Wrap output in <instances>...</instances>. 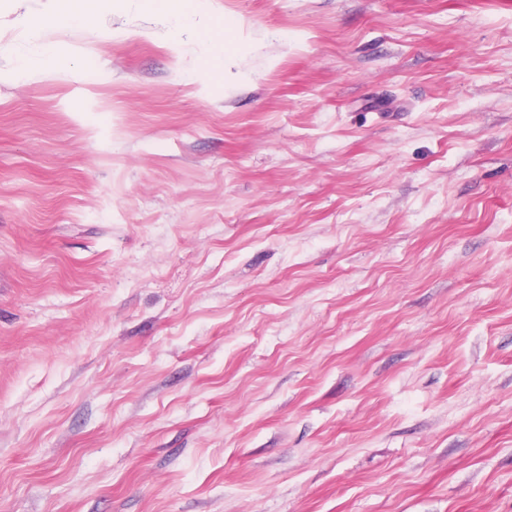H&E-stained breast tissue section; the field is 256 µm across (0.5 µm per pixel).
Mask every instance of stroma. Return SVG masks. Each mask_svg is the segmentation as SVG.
Instances as JSON below:
<instances>
[{"label":"stroma","mask_w":512,"mask_h":512,"mask_svg":"<svg viewBox=\"0 0 512 512\" xmlns=\"http://www.w3.org/2000/svg\"><path fill=\"white\" fill-rule=\"evenodd\" d=\"M199 8L0 0V512H512V0ZM41 33L37 30H29L28 38L30 41L34 43V45L39 49L38 50V59L32 60L29 62L27 58L23 59V67L27 68L29 66L30 69H39L42 67H49L52 65L54 61V55L56 51V47L51 49L50 47L42 46L39 44Z\"/></svg>","instance_id":"35a3bbf8"}]
</instances>
